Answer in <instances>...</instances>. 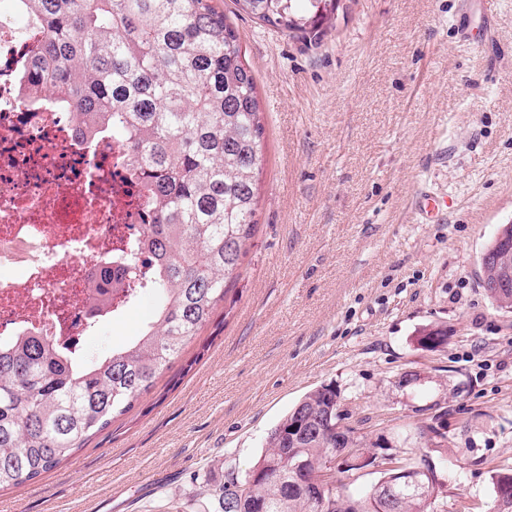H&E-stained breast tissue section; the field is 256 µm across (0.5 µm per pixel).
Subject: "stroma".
<instances>
[{"label": "stroma", "instance_id": "35a3bbf8", "mask_svg": "<svg viewBox=\"0 0 512 512\" xmlns=\"http://www.w3.org/2000/svg\"><path fill=\"white\" fill-rule=\"evenodd\" d=\"M340 0L318 40L219 0L257 87L264 135L257 231L241 276L149 393L0 512H219L278 421L333 385L369 442L427 457L448 512H481L512 466V312L480 258L512 223V0ZM448 198L425 220L420 189ZM146 295L86 341L103 358L138 336ZM444 323L446 346L417 343ZM448 445L427 447L421 426Z\"/></svg>", "mask_w": 512, "mask_h": 512}]
</instances>
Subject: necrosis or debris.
I'll use <instances>...</instances> for the list:
<instances>
[{
  "label": "necrosis or debris",
  "mask_w": 512,
  "mask_h": 512,
  "mask_svg": "<svg viewBox=\"0 0 512 512\" xmlns=\"http://www.w3.org/2000/svg\"><path fill=\"white\" fill-rule=\"evenodd\" d=\"M0 12V339L81 336L121 316L141 293L112 281L93 301L107 263L142 241L151 200L109 127L80 136L72 113L20 89L42 38L22 0Z\"/></svg>",
  "instance_id": "necrosis-or-debris-1"
}]
</instances>
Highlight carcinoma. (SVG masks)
Returning a JSON list of instances; mask_svg holds the SVG:
<instances>
[{
  "instance_id": "obj_1",
  "label": "carcinoma",
  "mask_w": 512,
  "mask_h": 512,
  "mask_svg": "<svg viewBox=\"0 0 512 512\" xmlns=\"http://www.w3.org/2000/svg\"><path fill=\"white\" fill-rule=\"evenodd\" d=\"M239 0L278 30L317 38L333 26L336 0ZM43 29L28 72L34 96L53 97L85 123L101 119L141 173L156 207L144 235L158 305L143 332L90 364L52 336L0 344V489L57 468L132 408L209 323L240 277L257 227L264 134L256 81L216 0H25ZM512 243L504 224L486 248ZM489 298L512 311V289ZM419 344L448 342V327ZM336 388L309 392L271 430L252 475L219 488L221 512H376V487L358 499L332 481L309 497L290 484L294 460L321 469L334 456ZM445 485L408 490L400 512H445Z\"/></svg>"
}]
</instances>
